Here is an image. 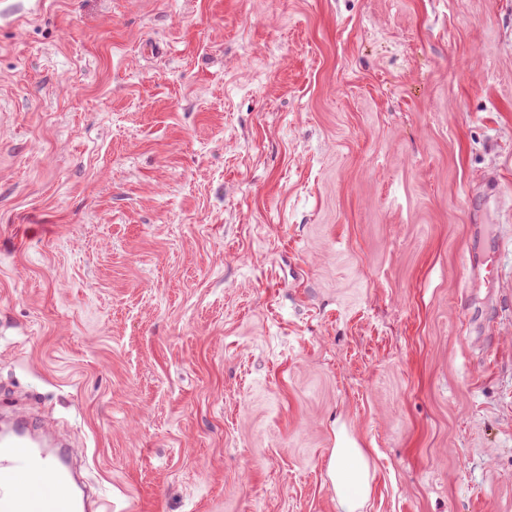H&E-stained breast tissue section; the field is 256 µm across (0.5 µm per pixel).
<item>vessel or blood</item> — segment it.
I'll use <instances>...</instances> for the list:
<instances>
[{
	"label": "vessel or blood",
	"instance_id": "obj_1",
	"mask_svg": "<svg viewBox=\"0 0 512 512\" xmlns=\"http://www.w3.org/2000/svg\"><path fill=\"white\" fill-rule=\"evenodd\" d=\"M475 282L494 288L499 275L494 256L473 269ZM67 453L37 440L23 421L0 435V512H80L85 499L69 481Z\"/></svg>",
	"mask_w": 512,
	"mask_h": 512
}]
</instances>
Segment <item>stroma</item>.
I'll return each instance as SVG.
<instances>
[{"label": "stroma", "instance_id": "35a3bbf8", "mask_svg": "<svg viewBox=\"0 0 512 512\" xmlns=\"http://www.w3.org/2000/svg\"><path fill=\"white\" fill-rule=\"evenodd\" d=\"M11 413L98 512H512V0H0ZM473 278L477 283L483 282L487 288H497L499 275L494 255L482 257L473 268ZM336 494L337 512H358L371 493L370 463L364 448L339 440L327 471Z\"/></svg>", "mask_w": 512, "mask_h": 512}]
</instances>
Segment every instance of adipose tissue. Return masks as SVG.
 Segmentation results:
<instances>
[{
    "instance_id": "adipose-tissue-1",
    "label": "adipose tissue",
    "mask_w": 512,
    "mask_h": 512,
    "mask_svg": "<svg viewBox=\"0 0 512 512\" xmlns=\"http://www.w3.org/2000/svg\"><path fill=\"white\" fill-rule=\"evenodd\" d=\"M338 512H361L371 493L370 463L364 449L339 440L327 471Z\"/></svg>"
}]
</instances>
